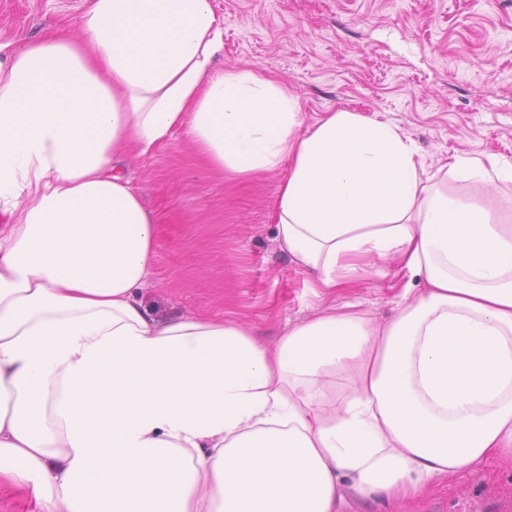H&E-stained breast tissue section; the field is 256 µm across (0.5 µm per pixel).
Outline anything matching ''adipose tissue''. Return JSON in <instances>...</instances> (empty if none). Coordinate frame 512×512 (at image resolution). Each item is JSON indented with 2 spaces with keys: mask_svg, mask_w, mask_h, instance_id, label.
I'll return each instance as SVG.
<instances>
[{
  "mask_svg": "<svg viewBox=\"0 0 512 512\" xmlns=\"http://www.w3.org/2000/svg\"><path fill=\"white\" fill-rule=\"evenodd\" d=\"M80 38L0 55V489L35 512H341L512 465V225L484 191L512 161L453 155L358 112L217 71L210 0H84ZM241 177L287 168L275 239L313 288L381 262L393 315L345 304L267 345L137 299L157 217L121 166L174 132ZM421 287H414V280Z\"/></svg>",
  "mask_w": 512,
  "mask_h": 512,
  "instance_id": "1",
  "label": "adipose tissue"
}]
</instances>
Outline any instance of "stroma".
Here are the masks:
<instances>
[{
    "label": "stroma",
    "instance_id": "35a3bbf8",
    "mask_svg": "<svg viewBox=\"0 0 512 512\" xmlns=\"http://www.w3.org/2000/svg\"><path fill=\"white\" fill-rule=\"evenodd\" d=\"M224 24L214 65L274 76L299 94L304 126L351 110L416 142L426 174L457 153L512 160V0H210ZM81 0H0V44L16 50L68 28ZM132 185L161 224L138 295L159 318L208 315L275 343L288 323L331 306L390 316L403 286L388 264L357 288L316 296L311 275L275 240L280 168L255 180L209 166L183 133L129 158ZM512 512V466L489 464L409 502L342 512Z\"/></svg>",
    "mask_w": 512,
    "mask_h": 512
}]
</instances>
